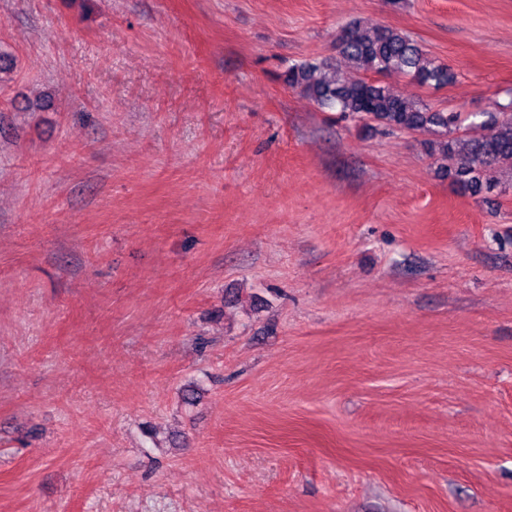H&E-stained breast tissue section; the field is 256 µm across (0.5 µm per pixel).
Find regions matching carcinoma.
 Instances as JSON below:
<instances>
[{
  "label": "carcinoma",
  "instance_id": "cac0c4a2",
  "mask_svg": "<svg viewBox=\"0 0 512 512\" xmlns=\"http://www.w3.org/2000/svg\"><path fill=\"white\" fill-rule=\"evenodd\" d=\"M334 62L309 60L288 69L289 88L343 117L373 123L387 131H431L428 152L453 182L477 195L497 187L495 165L512 158V112H497L481 122H467L460 112L430 107L397 93L369 75L398 74L419 86H445L455 73L422 46L390 26L354 21L336 40Z\"/></svg>",
  "mask_w": 512,
  "mask_h": 512
}]
</instances>
